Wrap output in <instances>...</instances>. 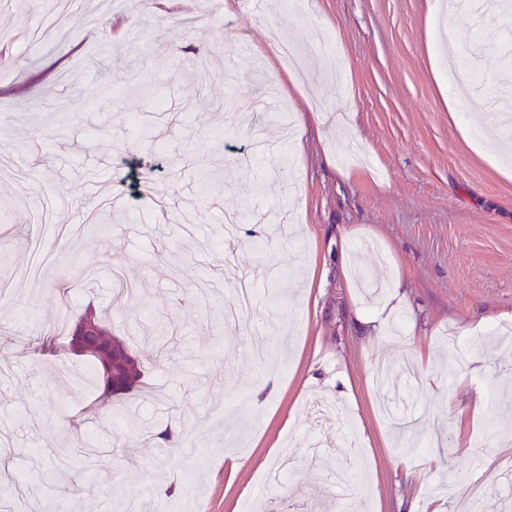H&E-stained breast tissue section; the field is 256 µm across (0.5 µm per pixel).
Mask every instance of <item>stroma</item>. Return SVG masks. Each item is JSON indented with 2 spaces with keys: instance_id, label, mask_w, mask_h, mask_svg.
Listing matches in <instances>:
<instances>
[{
  "instance_id": "1",
  "label": "stroma",
  "mask_w": 512,
  "mask_h": 512,
  "mask_svg": "<svg viewBox=\"0 0 512 512\" xmlns=\"http://www.w3.org/2000/svg\"><path fill=\"white\" fill-rule=\"evenodd\" d=\"M508 25L0 0V512H459L512 439V342L482 346L512 329ZM94 183L122 201L101 233ZM89 307L141 364L130 393L56 332Z\"/></svg>"
}]
</instances>
